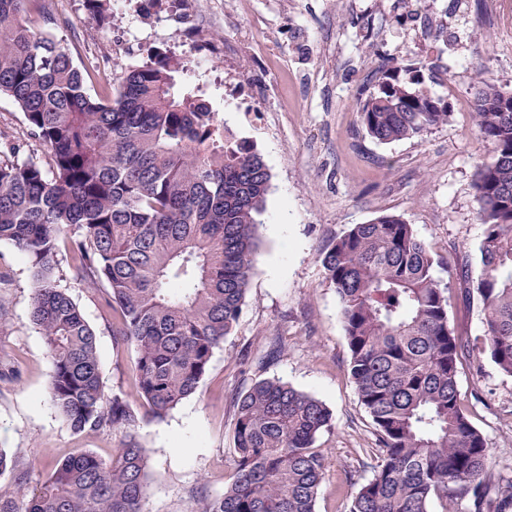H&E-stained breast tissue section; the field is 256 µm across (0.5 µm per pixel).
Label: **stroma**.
<instances>
[{
	"instance_id": "35a3bbf8",
	"label": "stroma",
	"mask_w": 512,
	"mask_h": 512,
	"mask_svg": "<svg viewBox=\"0 0 512 512\" xmlns=\"http://www.w3.org/2000/svg\"><path fill=\"white\" fill-rule=\"evenodd\" d=\"M221 24L203 33H166L168 0L132 37V18L116 14L101 26L85 0H31L36 29L67 44L74 65L103 80L161 50L188 63V81H204L215 112L252 141L271 175L258 215L261 245L240 318L216 349L196 394L161 420L143 418L135 433L74 431L49 401L51 361L30 319L29 258L0 241V448L16 469L0 475V496L15 497L16 471L29 485L76 450L111 460L129 437L148 451L146 512H194L223 493L235 473L234 401L253 382L277 379L311 393L332 414L314 447L326 466L315 512H345L350 496L371 479L365 451L375 437L347 371L348 348L336 293L318 254L351 225L393 214L441 259L449 283L448 320L456 333L483 331L472 284L483 226L473 187L490 147L475 131L474 84L486 78L512 90V0H211ZM249 33L254 45L275 43L277 55L247 58L243 78L224 75L223 46ZM420 66L426 86L447 101L446 125L421 137L383 144L361 126L358 99L383 70ZM0 157L48 163L21 110L0 98ZM56 276L95 329L106 397L142 414L132 371L133 346L115 344L104 321L101 287L76 280L66 254ZM280 352L263 368L256 358ZM460 402L491 450L495 470L512 475V377L487 353L458 366Z\"/></svg>"
}]
</instances>
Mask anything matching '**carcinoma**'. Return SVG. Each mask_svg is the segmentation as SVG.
<instances>
[{"label": "carcinoma", "instance_id": "1", "mask_svg": "<svg viewBox=\"0 0 512 512\" xmlns=\"http://www.w3.org/2000/svg\"><path fill=\"white\" fill-rule=\"evenodd\" d=\"M28 0H0V97L10 98L49 150V168L0 160V241L28 255L30 318L52 365L49 399L76 431L135 430L140 417L104 401L96 332L60 287L65 251L74 277L104 286L118 344L134 346L136 387L162 419L195 394L214 350L236 326L259 248L256 215L270 173L253 142L224 126L204 86H183L184 66L164 51L88 92L70 49L33 29ZM97 22L111 0H85ZM368 135L417 138L448 122V103L417 68L384 71L360 98ZM492 160L474 187L484 226L475 290L481 348L512 376V93L482 80L473 112ZM78 233L64 237V228ZM346 338L348 370L370 417L373 476L345 512H509L512 479L491 471L490 449L460 404L457 375L470 342L448 322L440 265L402 217L354 224L321 253ZM332 414L312 394L278 380L235 399L236 472L198 512H315L325 469L313 450ZM22 507L0 512H144L146 449L130 437L104 461L78 452L57 461Z\"/></svg>", "mask_w": 512, "mask_h": 512}]
</instances>
